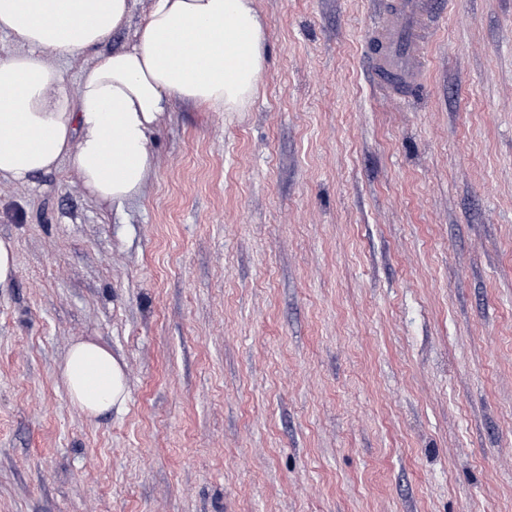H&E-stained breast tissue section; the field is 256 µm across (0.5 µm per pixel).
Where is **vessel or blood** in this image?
Wrapping results in <instances>:
<instances>
[{
  "mask_svg": "<svg viewBox=\"0 0 512 512\" xmlns=\"http://www.w3.org/2000/svg\"><path fill=\"white\" fill-rule=\"evenodd\" d=\"M385 20L368 32L369 68L387 95L397 98L420 80L434 29L432 0H386Z\"/></svg>",
  "mask_w": 512,
  "mask_h": 512,
  "instance_id": "b4317fda",
  "label": "vessel or blood"
}]
</instances>
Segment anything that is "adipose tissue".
Listing matches in <instances>:
<instances>
[{
	"mask_svg": "<svg viewBox=\"0 0 512 512\" xmlns=\"http://www.w3.org/2000/svg\"><path fill=\"white\" fill-rule=\"evenodd\" d=\"M130 13L131 0H0V33L23 47L0 57V179L26 183L66 160L91 195L123 203L154 166L173 101L238 112L257 93L267 38L255 0H152L135 42L71 85L58 60L100 45ZM59 377L85 416L126 404L123 368L98 344L73 345Z\"/></svg>",
	"mask_w": 512,
	"mask_h": 512,
	"instance_id": "adipose-tissue-1",
	"label": "adipose tissue"
}]
</instances>
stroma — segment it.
I'll return each mask as SVG.
<instances>
[{
    "label": "stroma",
    "mask_w": 512,
    "mask_h": 512,
    "mask_svg": "<svg viewBox=\"0 0 512 512\" xmlns=\"http://www.w3.org/2000/svg\"><path fill=\"white\" fill-rule=\"evenodd\" d=\"M383 3L256 0V98L175 102L122 206L0 180V512H512V0H434L394 101ZM14 243L0 238V285L8 283L16 271V251ZM59 377L71 404L87 417L112 408L121 411L126 404L122 365L98 344L73 345L59 367Z\"/></svg>",
    "instance_id": "1"
}]
</instances>
